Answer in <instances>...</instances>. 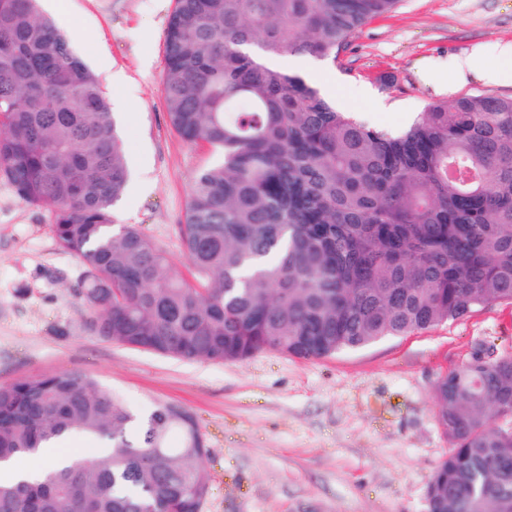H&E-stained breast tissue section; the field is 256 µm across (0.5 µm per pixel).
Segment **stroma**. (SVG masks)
<instances>
[{"mask_svg": "<svg viewBox=\"0 0 512 512\" xmlns=\"http://www.w3.org/2000/svg\"><path fill=\"white\" fill-rule=\"evenodd\" d=\"M63 26L120 121L131 182L113 209L187 271L178 228L193 180L217 160L170 127L164 30L174 0H67ZM512 40V0H399L368 21L338 62L306 72L334 103L397 130L439 99L512 97V84H460L441 62ZM126 81L117 86L113 72ZM393 111H379V103ZM52 213L0 180V385L60 371L96 376L134 414L175 405L194 418L209 490L200 512H429L427 487L449 443L437 379L476 356L512 355V304L321 359L265 351L235 363L187 361L105 341L77 294L78 259Z\"/></svg>", "mask_w": 512, "mask_h": 512, "instance_id": "35a3bbf8", "label": "stroma"}]
</instances>
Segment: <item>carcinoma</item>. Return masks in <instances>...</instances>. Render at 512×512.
Instances as JSON below:
<instances>
[{"mask_svg":"<svg viewBox=\"0 0 512 512\" xmlns=\"http://www.w3.org/2000/svg\"><path fill=\"white\" fill-rule=\"evenodd\" d=\"M397 3L175 0L165 110L221 156L180 225L189 279L138 227L112 224L130 171L96 74L39 0H0V179L51 209L99 337L180 360H308L512 304V98L430 103L391 131L281 64L336 61ZM433 398L450 448L429 512H512V425L497 424L512 418V355L473 358ZM74 432L96 447L0 482V512H200L207 449L186 411L139 418L70 372L0 386V462Z\"/></svg>","mask_w":512,"mask_h":512,"instance_id":"obj_1","label":"carcinoma"}]
</instances>
